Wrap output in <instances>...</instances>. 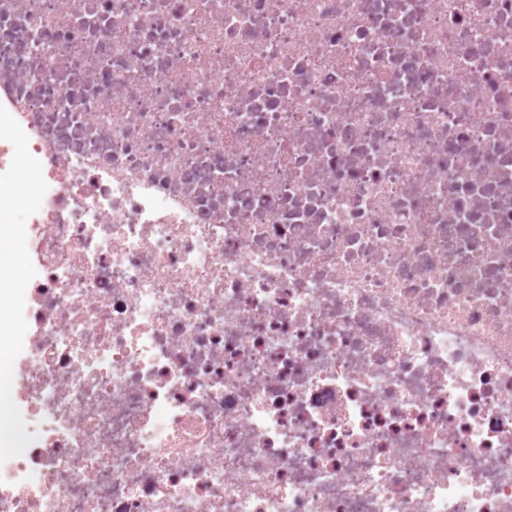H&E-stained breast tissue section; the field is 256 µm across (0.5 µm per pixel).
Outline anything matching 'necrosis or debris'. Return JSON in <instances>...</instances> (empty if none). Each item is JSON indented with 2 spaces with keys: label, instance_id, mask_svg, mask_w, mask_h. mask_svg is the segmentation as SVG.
Masks as SVG:
<instances>
[{
  "label": "necrosis or debris",
  "instance_id": "1",
  "mask_svg": "<svg viewBox=\"0 0 512 512\" xmlns=\"http://www.w3.org/2000/svg\"><path fill=\"white\" fill-rule=\"evenodd\" d=\"M22 210L0 512H512V0H0ZM27 304V295L25 293V301L23 305L14 306L11 302L8 304V306L2 307L0 310L1 320L11 322L16 329L15 348L11 369L13 368L16 355L25 347L27 343L28 331L26 326L23 324L24 310L27 307Z\"/></svg>",
  "mask_w": 512,
  "mask_h": 512
}]
</instances>
